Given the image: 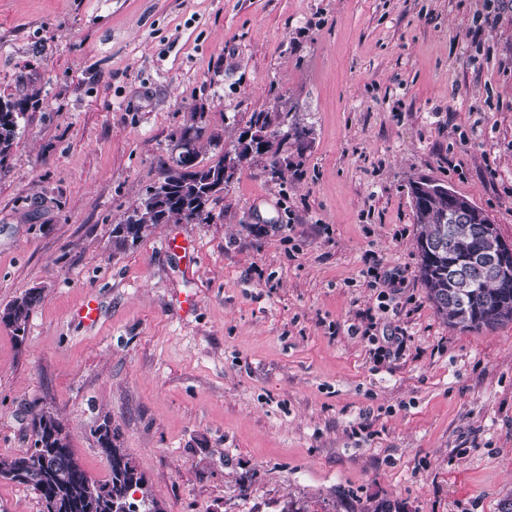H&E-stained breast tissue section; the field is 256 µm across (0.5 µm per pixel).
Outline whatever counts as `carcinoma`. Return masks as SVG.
<instances>
[{"label": "carcinoma", "instance_id": "obj_1", "mask_svg": "<svg viewBox=\"0 0 512 512\" xmlns=\"http://www.w3.org/2000/svg\"><path fill=\"white\" fill-rule=\"evenodd\" d=\"M26 101L0 97V164L10 155L19 133ZM283 151L277 132L267 141L269 165ZM434 180L420 178L409 184L415 214L418 277L437 315L452 327L470 330L494 328L512 321V274L494 282L484 277L477 256L486 250V229L499 232L486 212L468 198L454 194L430 195L425 186ZM224 194V158L216 162L178 168L165 173L163 183L147 190L135 223L113 229L116 242L135 244L149 228L176 219L205 221L210 206ZM41 295L29 290L0 308V323L16 338L26 335L28 322ZM33 447L16 457H0V481L31 488L42 512H108V503L120 504L143 488V478L121 448L111 420L103 419L93 431L100 452L109 463V477L92 480L74 458L69 436L49 410L33 414Z\"/></svg>", "mask_w": 512, "mask_h": 512}]
</instances>
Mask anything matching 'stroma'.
Returning a JSON list of instances; mask_svg holds the SVG:
<instances>
[{"instance_id":"1","label":"stroma","mask_w":512,"mask_h":512,"mask_svg":"<svg viewBox=\"0 0 512 512\" xmlns=\"http://www.w3.org/2000/svg\"><path fill=\"white\" fill-rule=\"evenodd\" d=\"M0 95L36 102L0 165V307L41 292L24 339L0 324V457L43 408L97 481L110 418L162 512L512 495V321L436 315L408 193L438 179L512 241V0H0ZM259 111L310 131L284 178L243 165L209 220L115 247L185 127L221 133L206 164ZM370 317L399 356L351 334Z\"/></svg>"}]
</instances>
